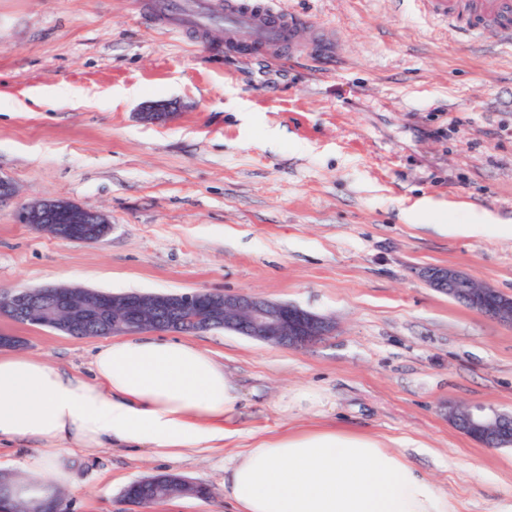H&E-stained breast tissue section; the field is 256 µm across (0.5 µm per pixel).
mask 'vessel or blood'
Masks as SVG:
<instances>
[{"instance_id":"b4317fda","label":"vessel or blood","mask_w":512,"mask_h":512,"mask_svg":"<svg viewBox=\"0 0 512 512\" xmlns=\"http://www.w3.org/2000/svg\"><path fill=\"white\" fill-rule=\"evenodd\" d=\"M432 11L455 19L466 16L472 26L492 29L499 40L512 44V0H428ZM308 19L283 12L276 0H226L224 42L228 50L260 56H286L299 52L329 53L328 45L315 38L303 43L301 29Z\"/></svg>"}]
</instances>
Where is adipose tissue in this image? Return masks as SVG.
Instances as JSON below:
<instances>
[{"mask_svg":"<svg viewBox=\"0 0 512 512\" xmlns=\"http://www.w3.org/2000/svg\"><path fill=\"white\" fill-rule=\"evenodd\" d=\"M240 395L215 359L166 336L98 347L88 373L0 354V445L35 443L24 463L41 488L74 484L66 445L151 448L167 457L223 447ZM224 498L236 512H449L406 455L333 428L291 430L238 453Z\"/></svg>","mask_w":512,"mask_h":512,"instance_id":"1","label":"adipose tissue"}]
</instances>
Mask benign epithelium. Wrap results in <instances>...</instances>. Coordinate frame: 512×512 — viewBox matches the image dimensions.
<instances>
[{"label":"benign epithelium","mask_w":512,"mask_h":512,"mask_svg":"<svg viewBox=\"0 0 512 512\" xmlns=\"http://www.w3.org/2000/svg\"><path fill=\"white\" fill-rule=\"evenodd\" d=\"M63 219L77 227L99 224L110 227L108 216L65 199L41 200L22 208L24 224H47ZM426 282L448 297L493 320L512 324V297L487 285H473V278L453 267H428ZM14 312L30 310L35 319L62 324L75 331L96 319L112 317V334H125L144 323L145 312L152 319L174 310L194 325V332L208 330L224 313V329L251 339L282 347L302 348L333 331L332 322L297 305L274 302L250 294H222L208 291L185 293L131 294L87 292L81 288L45 286L9 295ZM448 421L462 433L487 447L512 442V417L482 405L448 410Z\"/></svg>","instance_id":"7a95c632"}]
</instances>
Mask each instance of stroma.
Segmentation results:
<instances>
[{
    "instance_id": "1",
    "label": "stroma",
    "mask_w": 512,
    "mask_h": 512,
    "mask_svg": "<svg viewBox=\"0 0 512 512\" xmlns=\"http://www.w3.org/2000/svg\"><path fill=\"white\" fill-rule=\"evenodd\" d=\"M152 0H0V296L48 285L110 292L248 293L330 319L303 348L230 331L187 334L241 397L223 447L65 454L67 512H124L131 482L173 472L209 485L150 512H231L233 456L256 438L336 427L402 450L454 512H512V447L453 427L449 407L512 415V325L422 278L452 266L512 296V238L443 236L438 222L512 224V50L462 35L423 0H277L337 63L224 51L220 25L177 32ZM59 89L73 99L56 98ZM148 103L169 118L142 119ZM64 198L106 213L100 242L19 221ZM433 213L417 209L421 199ZM21 352L87 372L101 345L0 316ZM313 389L318 408L292 404Z\"/></svg>"
}]
</instances>
